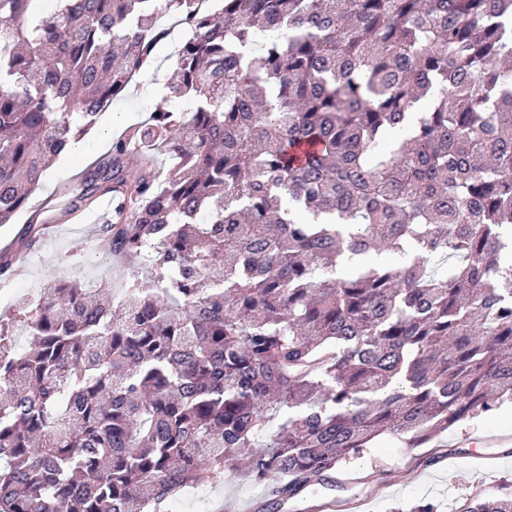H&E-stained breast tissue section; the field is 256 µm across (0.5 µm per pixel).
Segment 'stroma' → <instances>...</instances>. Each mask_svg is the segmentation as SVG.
Returning <instances> with one entry per match:
<instances>
[{
	"mask_svg": "<svg viewBox=\"0 0 512 512\" xmlns=\"http://www.w3.org/2000/svg\"><path fill=\"white\" fill-rule=\"evenodd\" d=\"M173 46L162 40L153 49V71L139 73L131 87L113 100L108 112L124 115L122 130L143 124L160 103L174 71ZM82 157L60 155L46 171L39 190L24 210L9 224H0V253L15 250L17 239L34 215L52 217L53 222L40 246L21 254L13 276L0 280V312L12 309L17 298L32 296L35 287L54 278L99 284L112 271L115 261L96 246V230L104 223L98 206L84 208L76 217H59L63 190H75L83 175L110 151L96 131L83 139ZM341 488H314L302 493L299 503L310 512H386L395 502L425 501L439 512H461L475 494L512 492V406L503 407L491 419H474L449 428L437 442L409 447L404 439L384 437L370 454L345 465ZM208 489L207 512L233 504L239 512H253L263 494L261 486L237 477Z\"/></svg>",
	"mask_w": 512,
	"mask_h": 512,
	"instance_id": "35a3bbf8",
	"label": "stroma"
}]
</instances>
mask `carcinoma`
<instances>
[{"label": "carcinoma", "instance_id": "1", "mask_svg": "<svg viewBox=\"0 0 512 512\" xmlns=\"http://www.w3.org/2000/svg\"><path fill=\"white\" fill-rule=\"evenodd\" d=\"M56 2L0 0V224L162 18L190 36L60 210L113 194L98 247L151 265L0 313V512H166L241 471L267 512L383 434L418 447L512 403V0Z\"/></svg>", "mask_w": 512, "mask_h": 512}]
</instances>
